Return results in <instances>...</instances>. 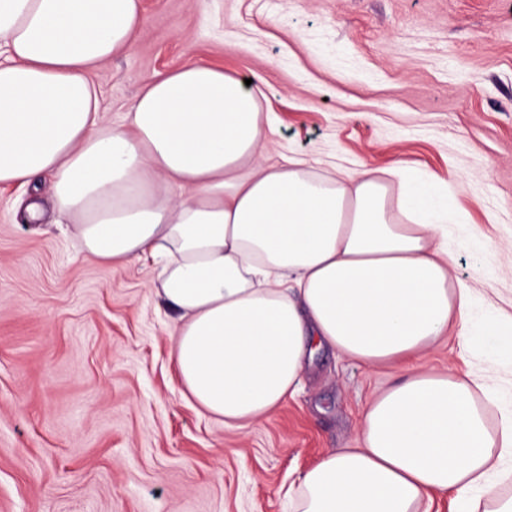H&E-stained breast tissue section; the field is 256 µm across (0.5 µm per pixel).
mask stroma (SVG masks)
Masks as SVG:
<instances>
[{
	"label": "stroma",
	"instance_id": "35a3bbf8",
	"mask_svg": "<svg viewBox=\"0 0 512 512\" xmlns=\"http://www.w3.org/2000/svg\"><path fill=\"white\" fill-rule=\"evenodd\" d=\"M135 43L92 79L121 120L156 73L196 61L259 75L268 154L313 170L402 165L448 213L454 278L512 309V0H142ZM38 188L0 191V512H291L288 488L323 455L360 445L396 365L316 351L298 392L232 429L180 396L176 315L152 264L114 269L45 221ZM478 375L491 429L512 410V356L480 337L423 360Z\"/></svg>",
	"mask_w": 512,
	"mask_h": 512
}]
</instances>
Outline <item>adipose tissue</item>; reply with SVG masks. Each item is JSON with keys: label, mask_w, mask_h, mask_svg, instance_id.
<instances>
[{"label": "adipose tissue", "mask_w": 512, "mask_h": 512, "mask_svg": "<svg viewBox=\"0 0 512 512\" xmlns=\"http://www.w3.org/2000/svg\"><path fill=\"white\" fill-rule=\"evenodd\" d=\"M141 0H0V185L52 178L56 229L122 269L157 266L178 314L183 399L245 428L294 395L315 350L366 366L468 341L434 187L403 167L312 172L269 162L253 87L206 62L156 73L121 121L91 73L143 29ZM483 379L418 371L381 392L361 445L322 456L296 512H430L485 489L512 457Z\"/></svg>", "instance_id": "adipose-tissue-1"}]
</instances>
